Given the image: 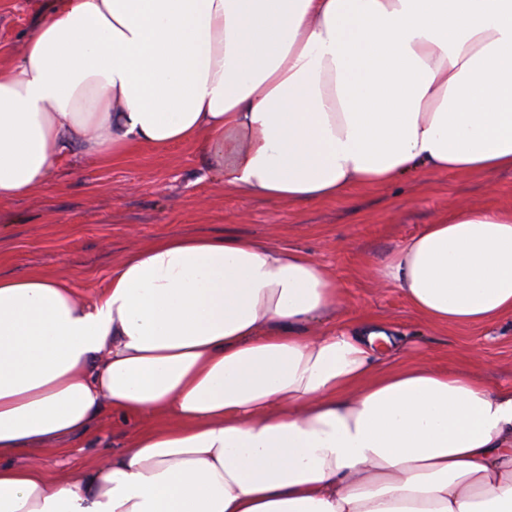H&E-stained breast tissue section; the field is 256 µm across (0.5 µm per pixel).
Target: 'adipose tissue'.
<instances>
[{
    "mask_svg": "<svg viewBox=\"0 0 512 512\" xmlns=\"http://www.w3.org/2000/svg\"><path fill=\"white\" fill-rule=\"evenodd\" d=\"M177 143L275 203L512 170V0H52L0 63V202ZM366 272L433 326L512 318V205ZM342 298L310 254L230 236L132 248L89 305L0 276V456L138 425L71 482L0 464V512H512V389L382 364L400 331Z\"/></svg>",
    "mask_w": 512,
    "mask_h": 512,
    "instance_id": "adipose-tissue-1",
    "label": "adipose tissue"
}]
</instances>
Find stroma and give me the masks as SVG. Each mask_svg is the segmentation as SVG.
<instances>
[{
    "mask_svg": "<svg viewBox=\"0 0 512 512\" xmlns=\"http://www.w3.org/2000/svg\"><path fill=\"white\" fill-rule=\"evenodd\" d=\"M46 0H0V62L16 60ZM512 203V171L492 177L438 173L353 189L313 204L270 203L224 189L195 147H148L120 160L61 161L33 196L0 203V274L33 271L68 278L79 301L93 302L113 269L136 246L172 234L249 236L311 253L343 288L341 310L364 308L405 332L401 359L466 371L493 387L512 388V323L430 326L398 288L378 286L368 263L394 251L451 207ZM132 425L104 413L82 436L9 456L66 482L123 451Z\"/></svg>",
    "mask_w": 512,
    "mask_h": 512,
    "instance_id": "stroma-1",
    "label": "stroma"
}]
</instances>
